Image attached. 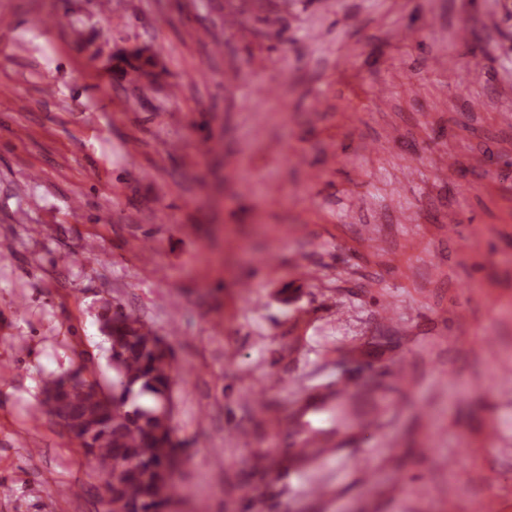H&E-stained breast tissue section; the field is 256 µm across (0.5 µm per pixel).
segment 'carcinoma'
<instances>
[{
    "mask_svg": "<svg viewBox=\"0 0 512 512\" xmlns=\"http://www.w3.org/2000/svg\"><path fill=\"white\" fill-rule=\"evenodd\" d=\"M104 318L112 389L77 369L49 381L42 406L85 455L112 463L105 488L112 512H170L181 457L171 425L169 352L137 315L117 307Z\"/></svg>",
    "mask_w": 512,
    "mask_h": 512,
    "instance_id": "carcinoma-1",
    "label": "carcinoma"
}]
</instances>
